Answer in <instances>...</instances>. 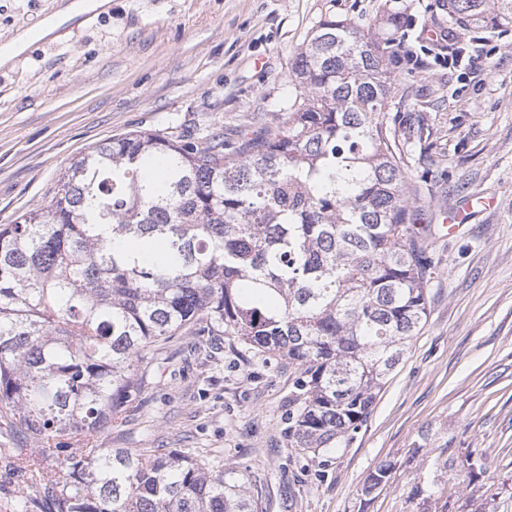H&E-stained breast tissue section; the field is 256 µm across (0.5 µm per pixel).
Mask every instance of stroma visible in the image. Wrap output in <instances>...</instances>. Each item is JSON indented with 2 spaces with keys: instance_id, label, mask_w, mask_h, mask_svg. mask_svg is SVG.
<instances>
[{
  "instance_id": "1",
  "label": "stroma",
  "mask_w": 512,
  "mask_h": 512,
  "mask_svg": "<svg viewBox=\"0 0 512 512\" xmlns=\"http://www.w3.org/2000/svg\"><path fill=\"white\" fill-rule=\"evenodd\" d=\"M68 0H0V42L44 27ZM407 18L392 96H416L431 135L413 153L430 171L436 215L428 319L347 447L294 448L290 403L298 366L238 337L199 330L163 350L160 371L99 448L202 454L243 473L261 512H416L406 465L419 433L458 455H486L481 488L451 494L466 512H512V28L490 37L449 23L441 0H104L101 11L0 62V224L46 205L82 153L129 131L194 126L260 129L300 95L291 63L325 14L368 25L379 5ZM478 56L479 76L448 64ZM468 215L458 232L442 221ZM38 442L0 413V505L27 478L8 455ZM399 462L368 508L374 466Z\"/></svg>"
}]
</instances>
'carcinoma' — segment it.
Returning <instances> with one entry per match:
<instances>
[{"instance_id": "1", "label": "carcinoma", "mask_w": 512, "mask_h": 512, "mask_svg": "<svg viewBox=\"0 0 512 512\" xmlns=\"http://www.w3.org/2000/svg\"><path fill=\"white\" fill-rule=\"evenodd\" d=\"M448 21L512 26V0H448ZM322 17L296 53L300 102L262 131L137 130L75 160L50 203L0 224V405L39 440L11 448L55 512H258L243 475L164 448H93L142 389L162 345L204 322L301 369L295 447L350 442L428 316L432 189L409 175L428 128L392 112L393 44ZM80 449L62 453L66 442ZM437 443L408 498L448 512L483 454ZM396 464H376L368 506Z\"/></svg>"}]
</instances>
